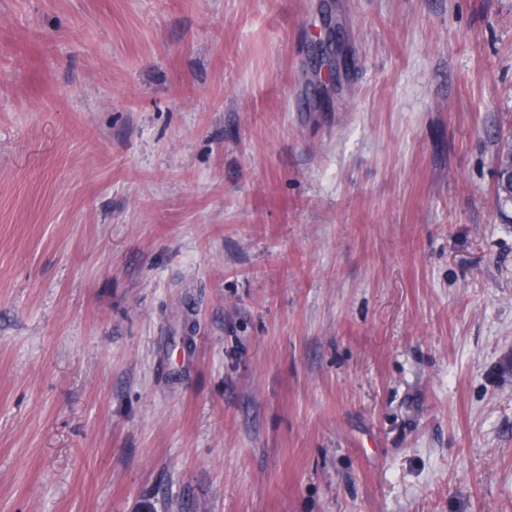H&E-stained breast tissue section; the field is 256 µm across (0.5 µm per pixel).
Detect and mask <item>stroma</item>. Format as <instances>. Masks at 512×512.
Segmentation results:
<instances>
[{"mask_svg":"<svg viewBox=\"0 0 512 512\" xmlns=\"http://www.w3.org/2000/svg\"><path fill=\"white\" fill-rule=\"evenodd\" d=\"M512 0H0V512H512Z\"/></svg>","mask_w":512,"mask_h":512,"instance_id":"obj_1","label":"stroma"}]
</instances>
